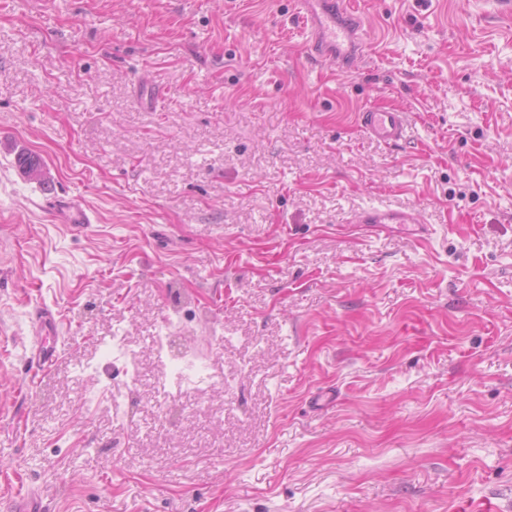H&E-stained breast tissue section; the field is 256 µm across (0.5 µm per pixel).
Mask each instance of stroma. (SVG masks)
Returning a JSON list of instances; mask_svg holds the SVG:
<instances>
[{
    "mask_svg": "<svg viewBox=\"0 0 512 512\" xmlns=\"http://www.w3.org/2000/svg\"><path fill=\"white\" fill-rule=\"evenodd\" d=\"M6 2L0 512H512V0ZM306 21L307 45L340 71L349 70L360 47V17L340 0H297ZM364 131L388 144H399L408 137V118L405 112L397 109L374 107L358 115ZM46 210L50 212L53 219L60 220L66 224H75V227L80 229L86 224H92V212L83 207L78 198L72 199H59L56 196H49L46 198ZM360 224H370L368 227L374 231L387 228V224H420V220L414 213L391 214L378 210L366 213Z\"/></svg>",
    "mask_w": 512,
    "mask_h": 512,
    "instance_id": "1",
    "label": "stroma"
}]
</instances>
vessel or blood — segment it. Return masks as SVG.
<instances>
[{"label":"vessel or blood","instance_id":"1","mask_svg":"<svg viewBox=\"0 0 512 512\" xmlns=\"http://www.w3.org/2000/svg\"><path fill=\"white\" fill-rule=\"evenodd\" d=\"M308 31L307 44L322 60L348 71L359 52L361 20L349 11L344 0H296ZM358 121L364 131L389 144H398L408 137V118L405 112L374 107L360 112ZM47 209L53 219L83 228L92 223L91 211L79 199L48 197ZM364 223L380 231L389 224H414L418 217L412 213L391 214L374 210L366 213Z\"/></svg>","mask_w":512,"mask_h":512}]
</instances>
